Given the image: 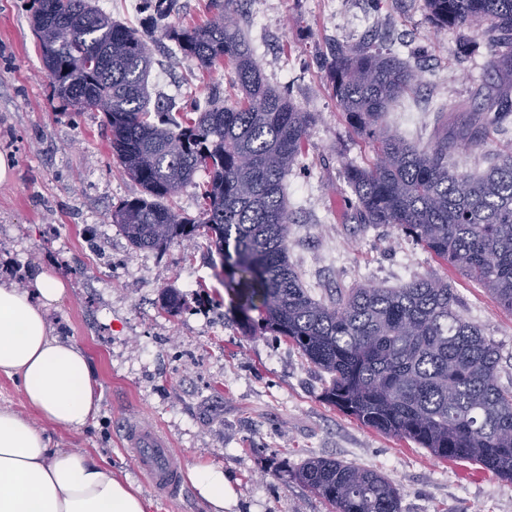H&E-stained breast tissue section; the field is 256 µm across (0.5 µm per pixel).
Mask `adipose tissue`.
Returning a JSON list of instances; mask_svg holds the SVG:
<instances>
[{
  "label": "adipose tissue",
  "mask_w": 512,
  "mask_h": 512,
  "mask_svg": "<svg viewBox=\"0 0 512 512\" xmlns=\"http://www.w3.org/2000/svg\"><path fill=\"white\" fill-rule=\"evenodd\" d=\"M66 294L56 274L31 289L0 284V374L16 380L27 406L61 430L92 423L98 383L85 351L51 333L47 311ZM206 512H224L235 493L221 469L190 468ZM151 504L89 454L56 448L44 432L0 407V512H150Z\"/></svg>",
  "instance_id": "obj_1"
}]
</instances>
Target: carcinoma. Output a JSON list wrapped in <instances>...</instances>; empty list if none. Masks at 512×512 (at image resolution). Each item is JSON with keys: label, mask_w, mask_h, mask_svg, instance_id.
Wrapping results in <instances>:
<instances>
[{"label": "carcinoma", "mask_w": 512, "mask_h": 512, "mask_svg": "<svg viewBox=\"0 0 512 512\" xmlns=\"http://www.w3.org/2000/svg\"><path fill=\"white\" fill-rule=\"evenodd\" d=\"M174 2L143 6L154 20ZM241 4L209 0L204 23L165 27V38L198 69L232 62L242 92L232 108L192 100L176 122L169 111L148 108L151 58L141 35L92 0H33L31 26L54 96L73 112L104 114L112 154L141 187L112 211V222L136 250L208 237L243 329L259 325L295 345L329 376L328 403L440 460L474 462L512 481V385L498 382L499 350L459 313L448 281L416 277L318 297L289 263L286 178L314 116L265 82L239 28ZM425 5L438 30L486 25L489 68L512 74V0ZM328 76L338 105L376 153L374 163L345 170L350 219L413 238L512 311V149L477 176L448 169L449 153L502 126L512 100H492L471 126L420 149L384 122L419 81L409 62L339 45ZM197 175L204 206L192 221L165 201ZM184 306L175 289L164 292L168 314ZM297 477L336 512H401L398 489L375 469L311 456Z\"/></svg>", "instance_id": "1"}]
</instances>
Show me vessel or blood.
<instances>
[{"label":"vessel or blood","instance_id":"b4317fda","mask_svg":"<svg viewBox=\"0 0 512 512\" xmlns=\"http://www.w3.org/2000/svg\"><path fill=\"white\" fill-rule=\"evenodd\" d=\"M124 439L134 451L135 466L141 477L158 496L171 498L180 484L181 462L169 439L160 436L143 417L125 426Z\"/></svg>","mask_w":512,"mask_h":512}]
</instances>
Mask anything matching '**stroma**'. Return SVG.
<instances>
[{"label": "stroma", "instance_id": "stroma-1", "mask_svg": "<svg viewBox=\"0 0 512 512\" xmlns=\"http://www.w3.org/2000/svg\"><path fill=\"white\" fill-rule=\"evenodd\" d=\"M136 30L152 56V101L180 106L240 95L231 66L201 73L163 36L165 25L206 20L208 0H176L166 21L148 23L140 0H96ZM240 25L269 85L314 113L305 154L286 185L288 257L313 294L417 277L448 280L458 310L500 352L497 378L512 383V313L473 281L387 226L342 217L351 191L344 167L374 157L332 93L323 56L335 45L371 43L417 70L415 88L387 123L414 145H433L468 124L488 91L512 98V84L487 69L480 27L436 30L425 0H246ZM102 113L78 115L54 98L27 0H0V152L14 158L0 183V281L28 288L41 271L68 284L50 308L54 335L87 353L101 394L96 422L52 430L59 448L104 458L152 502L151 512H205L190 480L180 495L156 497L135 472L121 420L145 415L177 449L184 468L216 466L235 491L224 512H333L295 474L312 455L380 471L395 483L402 512H512V481L469 462H444L414 443L378 433L322 399L329 382L285 340L244 335L231 312L210 242L200 236L166 250H136L112 221L139 185L121 170ZM512 144V118L479 146L452 153L451 169L476 174ZM186 299L162 308L165 289Z\"/></svg>", "mask_w": 512, "mask_h": 512}]
</instances>
